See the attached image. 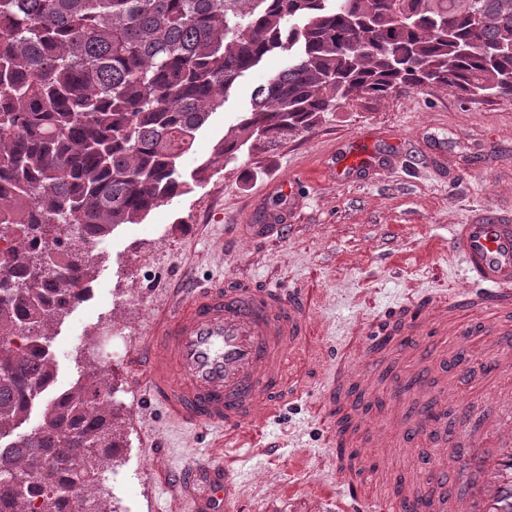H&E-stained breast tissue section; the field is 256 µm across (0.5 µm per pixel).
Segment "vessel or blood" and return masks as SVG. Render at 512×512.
Returning a JSON list of instances; mask_svg holds the SVG:
<instances>
[{
	"label": "vessel or blood",
	"mask_w": 512,
	"mask_h": 512,
	"mask_svg": "<svg viewBox=\"0 0 512 512\" xmlns=\"http://www.w3.org/2000/svg\"><path fill=\"white\" fill-rule=\"evenodd\" d=\"M450 243L468 280L460 306L475 314L460 323L457 334L469 339L482 328L484 316L497 320L490 334L498 343L512 335V222L488 219L454 224ZM301 293L255 288L237 279L232 286L187 284L169 315L151 329L152 356L146 399L165 416L200 428L246 432L277 417L298 389L287 375L307 331ZM441 314L412 318L407 333L439 344ZM498 417L475 425L462 448L441 452L438 470L471 473L470 482L451 492L429 489L416 495L393 494L389 500H367L354 484L342 496L326 501L322 512H512V403L497 402ZM369 448L356 449V462L387 457L392 448L415 441L414 429L367 434ZM243 447L214 446L189 460L178 477L195 491L191 512H224L228 493L224 460L243 454Z\"/></svg>",
	"instance_id": "vessel-or-blood-1"
}]
</instances>
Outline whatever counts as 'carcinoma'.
I'll return each mask as SVG.
<instances>
[{
  "label": "carcinoma",
  "mask_w": 512,
  "mask_h": 512,
  "mask_svg": "<svg viewBox=\"0 0 512 512\" xmlns=\"http://www.w3.org/2000/svg\"><path fill=\"white\" fill-rule=\"evenodd\" d=\"M272 53L287 64L214 146L228 163L362 94L511 99L512 0H0V512H67L76 481L111 512L92 494L117 447L96 366L46 401L36 434L1 440L55 383L50 328L94 280L87 241L189 191L196 133Z\"/></svg>",
  "instance_id": "carcinoma-1"
}]
</instances>
